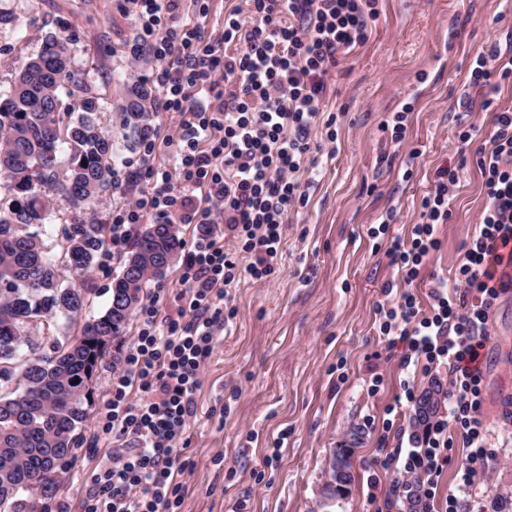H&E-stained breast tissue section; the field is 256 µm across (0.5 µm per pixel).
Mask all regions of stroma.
I'll return each instance as SVG.
<instances>
[{"instance_id":"stroma-1","label":"stroma","mask_w":512,"mask_h":512,"mask_svg":"<svg viewBox=\"0 0 512 512\" xmlns=\"http://www.w3.org/2000/svg\"><path fill=\"white\" fill-rule=\"evenodd\" d=\"M380 17L368 42L340 62L329 80L325 113H344L336 139L324 125L312 133L318 166L303 176L307 207L292 213L282 244V269L263 287L245 282L233 293L238 315L216 338L201 388L198 417L185 452L187 492L180 512H403V494L392 493L394 472L369 488L368 468L377 431L395 404L404 377L403 343L379 331L375 307L397 274L384 250L374 249L370 225L394 217L391 232L409 236L419 204L438 170L460 166L453 216L440 228L442 247L427 258L414 285L426 297L432 276L453 277L461 247L484 204L482 179L457 154L459 101L482 95L467 85L471 58L512 40V0H379ZM0 14L23 31L22 41L0 38V91L40 49L44 37L64 32L73 65L94 74V92L105 108L98 124L137 161L140 142L128 136L120 106L125 88L148 83L158 62L142 50L137 70L129 52L138 30L124 0H0ZM408 109L406 140L383 131L391 113ZM118 187L85 213L110 223L125 196L141 190L130 169H119ZM122 258L77 276L61 271L62 285L85 289L81 316L36 328L35 336L79 335L85 318L99 315L111 294ZM485 349L482 412L500 461L489 482H477L474 512H492L512 496V429L503 412L512 402V293L490 317ZM381 378L378 393L368 387ZM57 493L67 512H81L90 473L108 442L86 427ZM352 450L348 493L327 502L323 488L336 449Z\"/></svg>"}]
</instances>
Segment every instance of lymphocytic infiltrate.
Here are the masks:
<instances>
[{
  "mask_svg": "<svg viewBox=\"0 0 512 512\" xmlns=\"http://www.w3.org/2000/svg\"><path fill=\"white\" fill-rule=\"evenodd\" d=\"M209 3L126 0L141 45L158 62L152 106L172 126L167 137L142 139L144 187L113 211L112 245L123 246L133 225L147 220L193 224L197 233L180 267L176 314L161 313L156 296L142 306L134 343L97 405L96 431L115 447L84 477L82 512H179L196 395L217 332L237 316L231 290L245 279L264 285L278 269L288 216L308 202L301 177L329 77L379 17L377 0H248L247 18L230 13L210 32ZM232 44L240 53H225ZM468 83L482 92L492 131L479 139L473 105L463 100L457 152L477 167L485 203L453 278L431 282L429 312L412 285L441 248L458 169L439 171L409 239L392 235L386 221L367 231L388 241L389 264L405 286L393 303L384 286L386 300L375 308L380 333L406 342L402 369L448 371L447 411L416 446L388 447L394 409L386 407L368 478L375 487L380 472L392 471L416 482L422 512H468L465 491L498 461L482 413L483 357L490 315L512 292V106L495 104L512 83V47L477 53ZM166 141L174 150L162 165L155 157ZM457 437L466 449L458 462L451 455ZM451 465L462 494L442 500L439 477Z\"/></svg>",
  "mask_w": 512,
  "mask_h": 512,
  "instance_id": "f902f5d3",
  "label": "lymphocytic infiltrate"
}]
</instances>
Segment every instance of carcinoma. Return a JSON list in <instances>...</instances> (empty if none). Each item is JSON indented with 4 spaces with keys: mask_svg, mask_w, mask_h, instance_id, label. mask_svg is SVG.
<instances>
[{
    "mask_svg": "<svg viewBox=\"0 0 512 512\" xmlns=\"http://www.w3.org/2000/svg\"><path fill=\"white\" fill-rule=\"evenodd\" d=\"M76 96L78 116L60 108V93ZM143 85L126 88L124 123L139 136L147 131ZM104 104L91 92L85 73L71 66L68 42L50 34L36 62L0 93V182L9 197L0 201V509L38 512L33 495L48 496L60 487L51 463L66 469L79 447L77 429L89 418L91 385L97 370L119 361V343L150 279L172 266L183 241L174 224H147L135 232L124 267L112 280L105 312L88 318L80 335L53 339L51 354L39 353L31 335L39 320L81 314L82 288L59 283V269L82 275L95 266L107 246L106 225L82 215L112 191L114 159L120 144L101 130L93 115ZM71 207V223L61 228L65 250L46 240L52 224L51 196ZM27 349L28 358L20 359ZM447 392L432 382L419 397L412 418L424 430L444 407ZM351 475L336 480L330 472V498L348 492Z\"/></svg>",
    "mask_w": 512,
    "mask_h": 512,
    "instance_id": "carcinoma-1",
    "label": "carcinoma"
}]
</instances>
